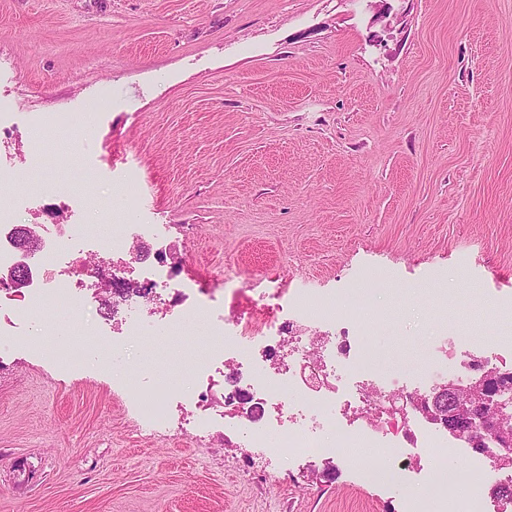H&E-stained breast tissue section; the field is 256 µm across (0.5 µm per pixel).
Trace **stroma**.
Wrapping results in <instances>:
<instances>
[{
  "mask_svg": "<svg viewBox=\"0 0 512 512\" xmlns=\"http://www.w3.org/2000/svg\"><path fill=\"white\" fill-rule=\"evenodd\" d=\"M9 195L20 226L161 225L138 250L196 288L358 286L385 368L512 330V0H0ZM0 331V512H403L420 491L364 481L381 448L253 479L237 440L150 430L133 367L160 333L102 365Z\"/></svg>",
  "mask_w": 512,
  "mask_h": 512,
  "instance_id": "1",
  "label": "stroma"
}]
</instances>
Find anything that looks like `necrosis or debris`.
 Segmentation results:
<instances>
[{
    "label": "necrosis or debris",
    "instance_id": "1",
    "mask_svg": "<svg viewBox=\"0 0 512 512\" xmlns=\"http://www.w3.org/2000/svg\"><path fill=\"white\" fill-rule=\"evenodd\" d=\"M129 233L126 225L116 224L109 234L95 238L97 252L117 257L111 275L112 314L120 332L111 350L125 348L131 338L150 330L174 338L194 323L206 325L198 349L170 352L167 362L178 367V374L162 371L154 361L136 364L138 374L153 379L150 390L135 393L145 424L157 430L175 425L203 439L221 427L240 441L248 459L272 453L296 467L312 457L342 456L357 444L375 445L387 449L394 464L382 476L366 470L368 480L399 487L409 473L418 476L423 492L408 503L407 512H512V495L485 493L489 484L512 485V471L493 464L495 439L483 437V450H475L473 441L452 436L414 404L427 395L434 378L444 385L452 376L469 378L480 366L512 372L511 333L443 341L434 347L428 365L384 371L362 321L366 303L331 295L317 313L289 292L287 277L275 276L266 288L232 284L224 291L229 317L214 318L209 289H199L195 300H187L164 266L126 253ZM85 236L80 224L63 232L45 225V249L31 262L26 293L0 287V312L35 322L41 337L55 333L44 312L81 318L85 278L94 269L72 245ZM111 350L100 351L99 361H108ZM228 365L233 371L227 390L220 398L210 397L211 380ZM396 400L403 402V410L393 409ZM437 448L467 460L473 476L467 492L459 491L454 472L426 477L423 463Z\"/></svg>",
    "mask_w": 512,
    "mask_h": 512
}]
</instances>
